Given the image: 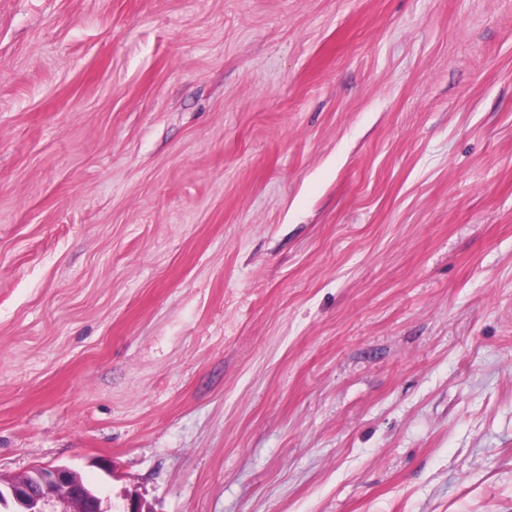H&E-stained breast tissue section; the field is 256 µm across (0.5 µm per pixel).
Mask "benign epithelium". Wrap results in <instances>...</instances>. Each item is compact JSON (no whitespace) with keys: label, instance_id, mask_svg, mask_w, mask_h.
Wrapping results in <instances>:
<instances>
[{"label":"benign epithelium","instance_id":"obj_1","mask_svg":"<svg viewBox=\"0 0 512 512\" xmlns=\"http://www.w3.org/2000/svg\"><path fill=\"white\" fill-rule=\"evenodd\" d=\"M40 483L39 489L22 477L0 475V504L10 500L16 512H107L101 497L82 488L65 466L41 468Z\"/></svg>","mask_w":512,"mask_h":512}]
</instances>
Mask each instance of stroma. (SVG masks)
<instances>
[{
	"label": "stroma",
	"instance_id": "obj_1",
	"mask_svg": "<svg viewBox=\"0 0 512 512\" xmlns=\"http://www.w3.org/2000/svg\"><path fill=\"white\" fill-rule=\"evenodd\" d=\"M112 512H512V0H0V474Z\"/></svg>",
	"mask_w": 512,
	"mask_h": 512
}]
</instances>
